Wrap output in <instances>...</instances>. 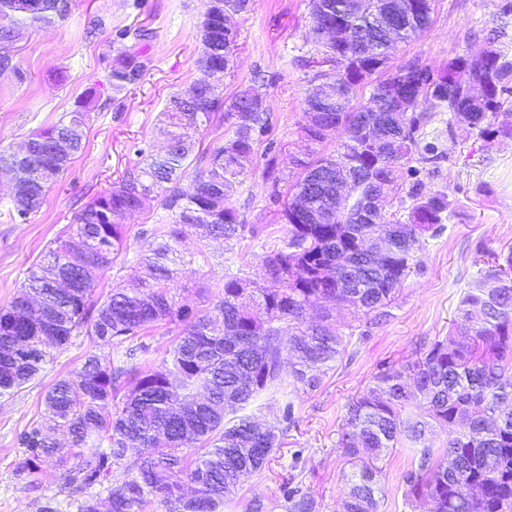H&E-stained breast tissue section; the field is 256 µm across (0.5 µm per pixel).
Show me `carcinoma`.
Segmentation results:
<instances>
[{
    "label": "carcinoma",
    "mask_w": 512,
    "mask_h": 512,
    "mask_svg": "<svg viewBox=\"0 0 512 512\" xmlns=\"http://www.w3.org/2000/svg\"><path fill=\"white\" fill-rule=\"evenodd\" d=\"M421 9L404 17L396 33L374 31L377 11L393 10L396 0H310L311 34L320 47L317 80L344 89V99L327 104L322 117L335 120L343 137L336 150L298 161L299 176L280 221L288 225L283 246L263 259L262 274L224 276V284L200 312L170 295L177 260L175 245L190 234L230 242L243 224L229 196L251 169L256 147L269 130L265 94L252 86L224 100V78L238 50V33L224 32V16L208 18L210 43L196 67L198 96L172 94L162 112L171 127L162 153L137 149L140 161L106 192L96 195L73 218L70 236L48 251V265L28 271L11 305L0 308V396L11 395L43 370L51 350L85 332L102 348L120 347L144 335L157 322L181 327L162 368L137 366L149 345L127 347L126 362L91 353L70 375L47 392L45 411L70 438V448L55 447L34 426L19 437L25 457L18 475L44 464L65 469L67 484L86 491L78 512H219L278 447L274 433L255 429L237 412L259 393L282 382L289 362L292 385L316 389L341 354L346 334L329 303L347 308L353 320H387L399 287L410 274L425 234L436 235L450 219L452 204L441 190L420 193L419 180L408 194L415 199L408 216L379 212L368 223L361 211L369 195L417 175L418 163L443 157L425 138L434 112L482 138H512V113L502 110L512 94V62L492 50L486 58L461 55L441 72L411 60L423 77L408 83L379 80L367 102L354 106L366 78L385 70L389 54H366L364 41L393 45L428 27L434 0H417ZM69 12L63 0H0V68L12 64V45L23 31L46 27ZM336 29L337 39L321 38ZM150 59L141 49L125 48L112 59L109 84L119 94L143 80ZM100 93L86 90L68 118L27 139L23 154H0V169L21 173L15 185L23 210L10 219L25 224L41 210L46 191L68 169L75 154L59 156L54 146L64 135L83 134L90 104ZM231 121L232 133L207 152L194 153L195 136L217 114ZM388 125L390 140L381 150L367 141L364 119ZM312 144L327 141L305 111L301 126ZM276 142L263 172L277 192ZM344 158L354 176L350 198L336 199V161ZM191 179V190L182 181ZM157 203L170 221L150 230L155 247L140 258L147 277L136 287L114 289L99 303L87 287L77 289L68 306L56 293L61 274L75 268L89 285L110 268L123 247V221ZM305 207L314 218L297 220ZM383 236L389 244L384 263L363 250L362 239ZM319 320L306 321V309ZM457 315L464 333L435 340L420 359L377 374L349 402L338 441L342 454L358 465L347 479L343 512H379L384 491L374 460L398 444L419 449L403 476L414 512H512V254L479 272L460 298ZM127 389L122 407L112 400ZM448 441L436 444L439 432ZM125 464L124 479L112 482V465ZM286 512H319L316 499L288 492Z\"/></svg>",
    "instance_id": "1"
}]
</instances>
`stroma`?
Wrapping results in <instances>:
<instances>
[{"instance_id": "obj_1", "label": "stroma", "mask_w": 512, "mask_h": 512, "mask_svg": "<svg viewBox=\"0 0 512 512\" xmlns=\"http://www.w3.org/2000/svg\"><path fill=\"white\" fill-rule=\"evenodd\" d=\"M499 2L436 0L429 28L396 45L389 70L415 58L439 70L455 56L479 54L496 25ZM203 12V0H71L64 20L28 29L16 43L12 69L0 72V153L14 152L30 134L73 110L87 88L106 83L113 56L125 47L115 38L118 30L143 26L154 33L146 48L148 73L121 92L117 102L99 103L90 111L82 152L48 188L42 209L28 223L9 221L6 212L13 202L7 182L0 181V307H9L30 267L66 236L75 213L138 162V149L165 148L159 114L170 95L187 90L199 77L195 31ZM96 19L102 26L95 30L91 23ZM235 26L239 51L232 75L224 80L225 98L264 76L268 137L281 150L280 164H288L293 154L306 157L308 144L299 126L313 87L308 62L317 49L310 35L309 0H255L251 11L236 16ZM448 121V113L439 112L426 125L427 138L437 139L443 157L425 165L419 178L423 192L448 189L457 203L455 214L440 233L424 238L418 265L402 284L387 322L355 323L339 313V323H354L355 329L317 389L297 392L284 382L244 407V414L263 421L270 408L288 407L293 419L278 421L280 447L223 512H245L246 502L256 496L270 502L272 512H285L292 488L314 495L320 512H340L351 471L338 446L347 404L379 371L414 361L447 335L463 292L489 254L512 252V138L486 140L449 129ZM264 154V148H257L251 171L231 197L244 225L240 238L227 243L190 236L179 244L182 261L170 285L177 304L204 309L201 287L220 286L228 274L254 276L265 254L286 236L279 215L288 186L280 184L278 192H271L262 176ZM161 215L155 208L125 219L124 247L111 267L97 274L95 299L129 287L137 259L153 246L146 231ZM97 350L90 337L72 338L38 376L0 397V512H41L47 505L56 512H77L75 498L64 487V469L45 465L34 474L17 475L22 457L18 438L32 426L49 427L46 392ZM413 454L401 445L383 458L381 512H413L403 484Z\"/></svg>"}]
</instances>
